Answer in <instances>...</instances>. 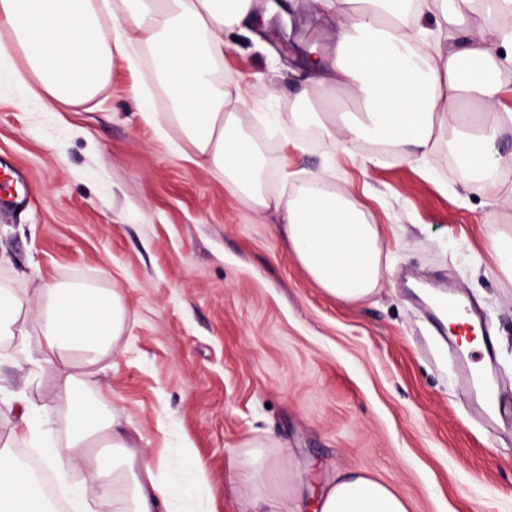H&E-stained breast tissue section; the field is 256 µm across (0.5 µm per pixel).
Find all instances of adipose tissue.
Masks as SVG:
<instances>
[{
  "label": "adipose tissue",
  "mask_w": 512,
  "mask_h": 512,
  "mask_svg": "<svg viewBox=\"0 0 512 512\" xmlns=\"http://www.w3.org/2000/svg\"><path fill=\"white\" fill-rule=\"evenodd\" d=\"M331 31L335 59L313 74L289 111L292 123L317 126L341 149L358 141L385 145L397 158L422 159L447 141L464 176L512 204L500 171L512 165L500 148L512 133V0H342ZM255 0H0V76L51 110L87 101L112 75V61L148 57L169 107L159 113L141 88L144 120L158 132L176 129L175 153L224 184L257 215L280 213L283 231L310 278L329 296L362 301L379 288L385 267L378 225L349 193L330 190L312 172L293 195L264 190L265 159L247 133L253 117L239 78L221 74L226 32L253 14ZM440 16L439 36L416 25ZM476 34L449 45L442 33L471 13ZM349 90L363 110L343 128L309 112L306 102L334 87ZM126 312L117 290L46 283L36 294L0 290V336L18 339L30 373L55 368L59 400L69 408L65 444L47 445L42 460L59 479L76 468L85 478L72 490L75 512H90L124 481L120 512H171L175 490L161 481L140 445L139 430L109 408L87 366L107 355L122 335ZM320 512H410L388 485L361 472L336 477L323 491ZM0 512H51V504L9 443L0 442Z\"/></svg>",
  "instance_id": "obj_1"
}]
</instances>
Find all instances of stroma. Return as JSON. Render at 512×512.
Instances as JSON below:
<instances>
[{
  "label": "stroma",
  "mask_w": 512,
  "mask_h": 512,
  "mask_svg": "<svg viewBox=\"0 0 512 512\" xmlns=\"http://www.w3.org/2000/svg\"><path fill=\"white\" fill-rule=\"evenodd\" d=\"M296 30L275 18L232 33L225 72L270 77L257 111L282 127L251 126L267 159L265 187L291 194L308 172L351 191L382 229L388 269L373 297L345 303L308 276L278 217L252 214L223 178L171 153L141 117L131 88L168 109L148 59H115L106 89L46 112L0 86V161L22 173L27 202L0 206V283L117 290L122 336L94 368L108 403L123 409L161 477L201 464L206 486L184 499L210 512H316L327 483L359 470L390 486L411 512H512V423L489 433L466 412L447 337L408 288L415 278L458 288L484 314L496 367L512 378V277L494 270L490 236L512 234V205L462 179L446 144L421 161L377 144L342 150L318 131L286 125L314 64L334 59V19L287 0ZM376 155L379 165L363 167ZM289 178H282V170ZM23 354L0 343V385L25 392L55 443L67 409L55 370L27 380ZM495 455H488V448Z\"/></svg>",
  "instance_id": "1"
}]
</instances>
